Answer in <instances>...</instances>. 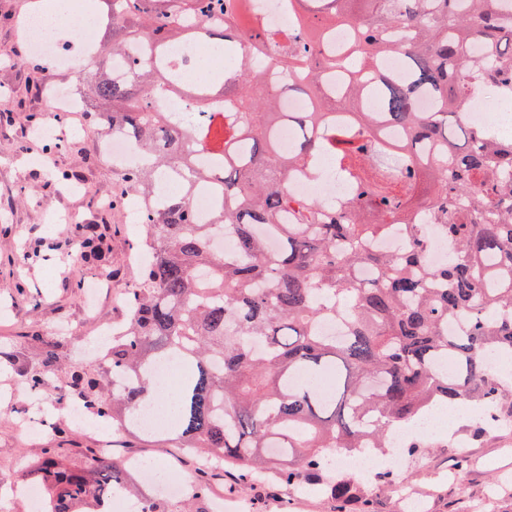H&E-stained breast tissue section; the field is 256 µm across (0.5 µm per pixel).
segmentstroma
Segmentation results:
<instances>
[{"label": "stroma", "instance_id": "obj_1", "mask_svg": "<svg viewBox=\"0 0 512 512\" xmlns=\"http://www.w3.org/2000/svg\"><path fill=\"white\" fill-rule=\"evenodd\" d=\"M30 9L31 0H0V306L12 308L9 316L0 315V351L11 356L0 366V484L21 479L52 445L51 430L20 429L32 412L33 393L24 379L42 365L39 337L49 335L58 343L59 372L94 364L96 357L84 343L100 326L121 319L120 300L140 276L134 198L115 194L109 213L96 209L97 194L113 192L116 175L101 158L95 135L64 140L36 135L46 124L62 126L64 119L48 116L42 98L28 86V71L45 68L48 90L79 88L83 70H62L52 59L24 55L18 21ZM92 223L102 226L111 274L90 311L88 287L100 277L98 269L67 257L59 245L77 240V225ZM26 249L38 251L39 260L20 264L18 255ZM112 448L119 458L134 452L145 459L176 460L189 481L181 497L168 499L169 512H203L204 502L192 497L199 477L196 453L126 433L113 435ZM456 468L460 479L446 481ZM394 469L429 512H512V425L491 431L463 405L450 406L447 424L429 435L425 448L398 459ZM233 495L246 512H336L321 483L244 482ZM345 512H401L398 490L358 479Z\"/></svg>", "mask_w": 512, "mask_h": 512}]
</instances>
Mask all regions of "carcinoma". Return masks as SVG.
Segmentation results:
<instances>
[{
	"mask_svg": "<svg viewBox=\"0 0 512 512\" xmlns=\"http://www.w3.org/2000/svg\"><path fill=\"white\" fill-rule=\"evenodd\" d=\"M304 1L318 23L273 32L247 0H102L112 38L82 95L95 128L138 145L140 163L118 175L139 198L149 252L99 370L73 367L65 384L90 416L159 442L136 417L155 404V365L176 360L181 447L232 476L287 486L322 478L337 454L389 447L392 429L437 406L498 407L508 389L486 352L512 358V136L460 112L483 84L512 96V17L498 0H288L298 10ZM344 22L354 50L324 54L326 28ZM215 36L234 66L209 83L183 80L167 46ZM134 40L146 54L112 81V60ZM242 42L288 83L267 84ZM397 53L403 66L390 71L383 59ZM323 90L357 109L348 122H336ZM289 93L308 97L309 111H281ZM167 95L190 98L207 121H170L158 107ZM285 127L296 132L286 153ZM326 154L350 201L293 197L291 183L318 179ZM210 185L223 199L212 223L198 224L193 199ZM417 210L425 223L412 222ZM397 225L407 247L388 252L381 242ZM433 226L451 246L440 266L427 261ZM79 231L84 257H99L95 227ZM219 233L232 236L231 251L211 247ZM326 321L341 334L325 335ZM44 354L26 378L34 391L55 371L54 345ZM86 459L66 464L45 450L28 474L43 512H110L112 489L131 480L126 461L91 449ZM329 487L342 503L355 478Z\"/></svg>",
	"mask_w": 512,
	"mask_h": 512,
	"instance_id": "obj_1",
	"label": "carcinoma"
}]
</instances>
